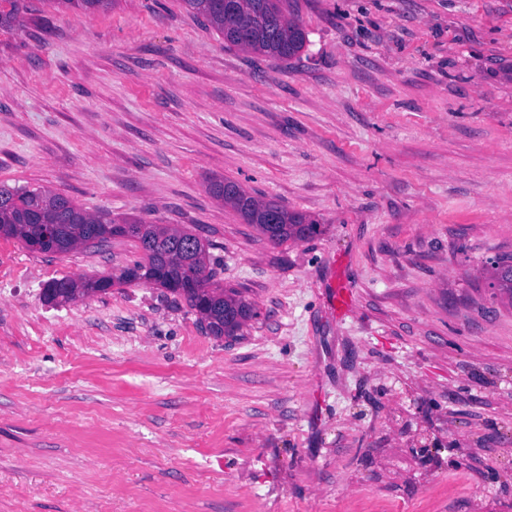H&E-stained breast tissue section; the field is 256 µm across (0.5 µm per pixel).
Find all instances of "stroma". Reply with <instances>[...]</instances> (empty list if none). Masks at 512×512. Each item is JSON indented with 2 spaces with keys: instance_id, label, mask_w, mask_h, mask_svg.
Instances as JSON below:
<instances>
[{
  "instance_id": "1",
  "label": "stroma",
  "mask_w": 512,
  "mask_h": 512,
  "mask_svg": "<svg viewBox=\"0 0 512 512\" xmlns=\"http://www.w3.org/2000/svg\"><path fill=\"white\" fill-rule=\"evenodd\" d=\"M288 10L287 61L181 0L0 27V185L190 230L254 308L216 337L155 285L49 303L135 242L0 237V512H512V0ZM224 179L321 234L271 243ZM490 279L493 288L512 300V257L495 261L491 266Z\"/></svg>"
}]
</instances>
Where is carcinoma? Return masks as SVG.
Here are the masks:
<instances>
[{"mask_svg":"<svg viewBox=\"0 0 512 512\" xmlns=\"http://www.w3.org/2000/svg\"><path fill=\"white\" fill-rule=\"evenodd\" d=\"M50 2L91 14L113 4V0ZM182 2L190 14L224 33V40L250 53L287 61L299 55L307 43L304 27L288 16V0ZM210 191L275 244L320 233L321 224L316 220L290 211L275 200L257 199L235 182L215 181ZM34 211L40 212L43 220L58 224L50 239L44 238L42 225L29 221ZM0 235L18 239L26 246L37 243L41 252L61 254L96 248L114 236L127 237L137 243L142 258L121 269L118 281L156 284L183 297L214 336H236L254 316L252 305L238 292L213 283L215 273L210 268L207 246L186 229L140 219L117 220L106 212L90 213L45 189L0 186ZM490 279L492 287L512 300V257L495 261ZM101 291L97 279H62L48 284L44 296L49 302L65 303Z\"/></svg>","mask_w":512,"mask_h":512,"instance_id":"obj_1","label":"carcinoma"}]
</instances>
